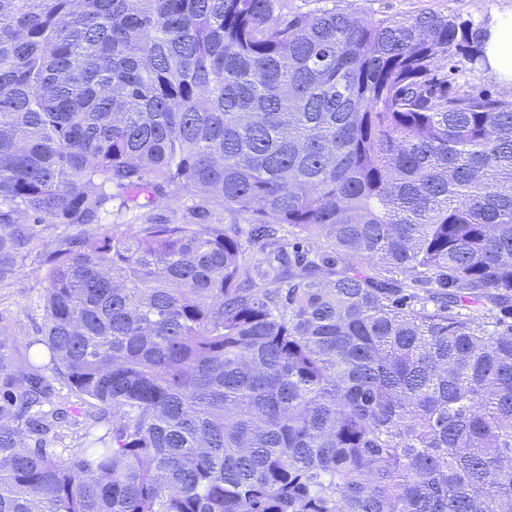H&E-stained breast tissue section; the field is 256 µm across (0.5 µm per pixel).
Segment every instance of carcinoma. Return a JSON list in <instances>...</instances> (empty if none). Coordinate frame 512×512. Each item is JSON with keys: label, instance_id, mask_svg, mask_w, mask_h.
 Here are the masks:
<instances>
[{"label": "carcinoma", "instance_id": "1", "mask_svg": "<svg viewBox=\"0 0 512 512\" xmlns=\"http://www.w3.org/2000/svg\"><path fill=\"white\" fill-rule=\"evenodd\" d=\"M486 36L0 0V288L36 266L49 355L22 368L0 328V512H512V96ZM170 191L254 223H103Z\"/></svg>", "mask_w": 512, "mask_h": 512}]
</instances>
